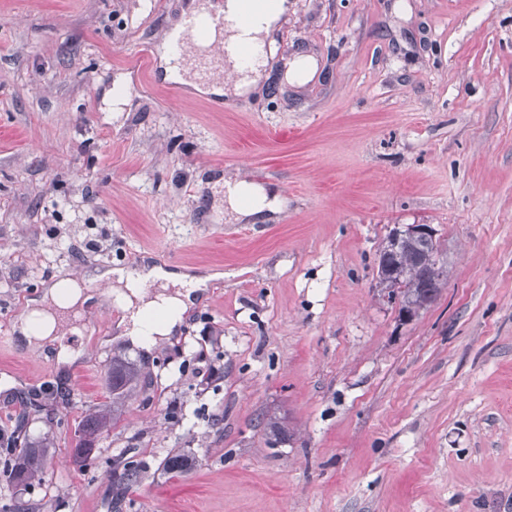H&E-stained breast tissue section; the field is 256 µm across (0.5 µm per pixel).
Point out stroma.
Instances as JSON below:
<instances>
[{"label": "stroma", "instance_id": "1", "mask_svg": "<svg viewBox=\"0 0 512 512\" xmlns=\"http://www.w3.org/2000/svg\"><path fill=\"white\" fill-rule=\"evenodd\" d=\"M189 2L0 0V456L21 416L53 440L24 489L0 471V504L112 512L123 456L143 472L120 512H512V0H289L264 86L221 111L129 65ZM300 53L318 72L295 85ZM238 180L281 211L236 223ZM403 224L432 225L448 272L408 320L377 279ZM165 257L223 274L177 336L119 338L99 302L19 340L53 279ZM118 351L144 376L86 464Z\"/></svg>", "mask_w": 512, "mask_h": 512}]
</instances>
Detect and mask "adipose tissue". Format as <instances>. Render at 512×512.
Instances as JSON below:
<instances>
[{
  "label": "adipose tissue",
  "mask_w": 512,
  "mask_h": 512,
  "mask_svg": "<svg viewBox=\"0 0 512 512\" xmlns=\"http://www.w3.org/2000/svg\"><path fill=\"white\" fill-rule=\"evenodd\" d=\"M166 81L177 83L194 91H207L216 96L241 98L262 86L267 78L264 66H256L234 82L221 84L220 74L202 79L191 67L165 68ZM224 202L235 218L262 219L266 212L275 210L276 202L265 188L258 184L238 182L227 184ZM92 279L106 282L108 296L114 298L128 314L121 323V335L133 342L154 345L179 328L185 312L201 296L208 278L192 276L178 269L141 265L93 270ZM159 285L157 293H147L144 284ZM95 300L84 282L62 277L51 283L40 298L32 300L17 318V330L29 346L39 347L58 336L66 325L67 314H80Z\"/></svg>",
  "instance_id": "obj_1"
}]
</instances>
